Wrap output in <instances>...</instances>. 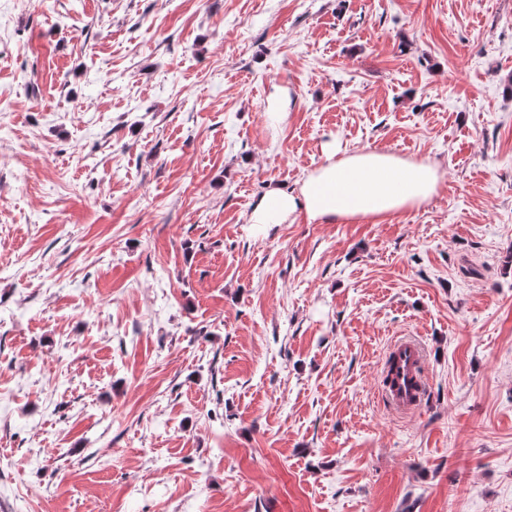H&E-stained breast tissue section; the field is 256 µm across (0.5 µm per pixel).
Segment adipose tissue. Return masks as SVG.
Listing matches in <instances>:
<instances>
[{
	"label": "adipose tissue",
	"instance_id": "obj_1",
	"mask_svg": "<svg viewBox=\"0 0 512 512\" xmlns=\"http://www.w3.org/2000/svg\"><path fill=\"white\" fill-rule=\"evenodd\" d=\"M441 174L430 161L358 151L327 162L304 178L299 190L272 189L254 207L255 224H281L297 210L326 222L380 218L415 208L438 192Z\"/></svg>",
	"mask_w": 512,
	"mask_h": 512
}]
</instances>
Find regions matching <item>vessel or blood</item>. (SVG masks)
Here are the masks:
<instances>
[{
  "label": "vessel or blood",
  "instance_id": "1",
  "mask_svg": "<svg viewBox=\"0 0 512 512\" xmlns=\"http://www.w3.org/2000/svg\"><path fill=\"white\" fill-rule=\"evenodd\" d=\"M389 355L393 366L392 381L384 387V396L397 410H411L420 403L423 393L424 350L414 338L405 336L391 345Z\"/></svg>",
  "mask_w": 512,
  "mask_h": 512
}]
</instances>
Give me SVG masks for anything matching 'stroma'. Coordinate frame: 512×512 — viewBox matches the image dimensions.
I'll list each match as a JSON object with an SVG mask.
<instances>
[{
  "label": "stroma",
  "mask_w": 512,
  "mask_h": 512,
  "mask_svg": "<svg viewBox=\"0 0 512 512\" xmlns=\"http://www.w3.org/2000/svg\"><path fill=\"white\" fill-rule=\"evenodd\" d=\"M0 512H512V0H0ZM327 162L303 179L299 190L270 189L251 215L253 224H282L298 209L326 222L380 218L430 201L441 184L438 166L392 154L358 151ZM393 382L384 385L383 393L398 411L415 408L421 401L422 366L425 353L422 346L412 337H402L390 347Z\"/></svg>",
  "instance_id": "35a3bbf8"
}]
</instances>
